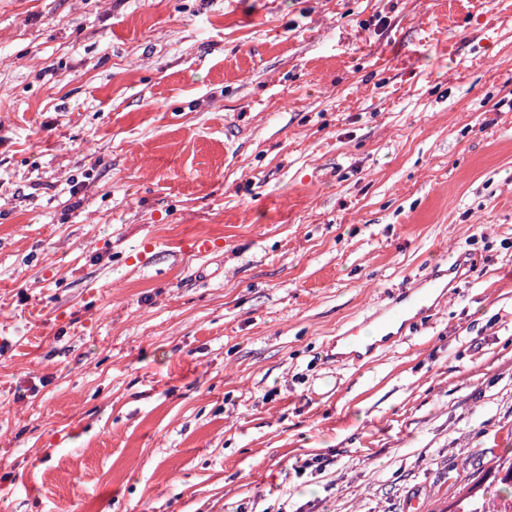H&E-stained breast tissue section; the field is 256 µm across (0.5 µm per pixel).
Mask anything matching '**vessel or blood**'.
<instances>
[{"label":"vessel or blood","mask_w":512,"mask_h":512,"mask_svg":"<svg viewBox=\"0 0 512 512\" xmlns=\"http://www.w3.org/2000/svg\"><path fill=\"white\" fill-rule=\"evenodd\" d=\"M463 261L449 259L435 263L424 278L412 288L392 296L369 317L374 327L372 338L362 336V327L353 323L332 337L327 346V357L339 365H356L378 351L403 341L406 332L416 322L432 316L448 295L449 273L458 270Z\"/></svg>","instance_id":"obj_1"}]
</instances>
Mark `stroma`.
Instances as JSON below:
<instances>
[{"mask_svg":"<svg viewBox=\"0 0 512 512\" xmlns=\"http://www.w3.org/2000/svg\"><path fill=\"white\" fill-rule=\"evenodd\" d=\"M511 451L512 0H0V512H447ZM460 266H467L460 257H452L448 263H435L424 278L412 288L389 298L365 323H352L337 336H332L327 346L328 359L336 365H357L378 351L403 341L411 326L432 316L440 307L448 295V276ZM368 325L374 327L371 339L361 335Z\"/></svg>","mask_w":512,"mask_h":512,"instance_id":"stroma-1","label":"stroma"}]
</instances>
